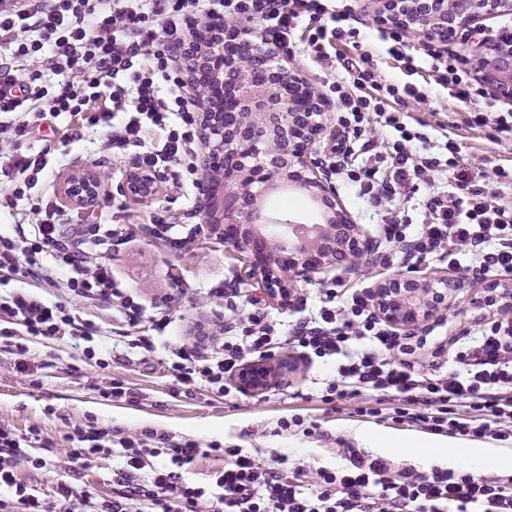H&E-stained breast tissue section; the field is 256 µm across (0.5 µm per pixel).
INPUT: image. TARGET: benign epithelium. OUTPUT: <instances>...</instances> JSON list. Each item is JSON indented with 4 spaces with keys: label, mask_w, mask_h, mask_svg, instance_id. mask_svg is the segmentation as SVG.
Segmentation results:
<instances>
[{
    "label": "benign epithelium",
    "mask_w": 512,
    "mask_h": 512,
    "mask_svg": "<svg viewBox=\"0 0 512 512\" xmlns=\"http://www.w3.org/2000/svg\"><path fill=\"white\" fill-rule=\"evenodd\" d=\"M409 23L434 32L441 23L466 31L476 20L511 10L512 0H395ZM477 76L489 89L512 101V42L506 41L475 52ZM276 82L258 81L246 62L227 58L224 45L210 48V61L196 55L187 70L188 88L205 82L222 89L224 76L235 78L230 105L240 108L227 121L222 112L209 111L203 102L200 113L204 147L200 159L199 189L191 217L196 223L189 234L214 233L226 248L248 258V273L258 278L276 298L288 294L297 280H309L325 272L341 253L348 269L357 272L373 249L358 225L352 223L336 200L330 172L317 155L324 131L317 120L321 104L311 95L308 83L293 70L275 66ZM282 185L304 188L321 206V223L306 225L296 233L294 224H273L258 200ZM102 189L96 171L80 170L65 179L60 195L64 202L89 206ZM120 191L135 201L148 200L159 192L158 177L138 169L129 171ZM411 279L402 273L371 285L378 312L391 326L410 329L429 317L451 309L448 298L459 280L427 275L415 289L402 284ZM443 291L447 301L432 307V296ZM288 370V362L273 365L264 360L246 362L238 373V385L258 394Z\"/></svg>",
    "instance_id": "benign-epithelium-1"
}]
</instances>
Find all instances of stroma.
I'll return each instance as SVG.
<instances>
[{"instance_id":"35a3bbf8","label":"stroma","mask_w":512,"mask_h":512,"mask_svg":"<svg viewBox=\"0 0 512 512\" xmlns=\"http://www.w3.org/2000/svg\"><path fill=\"white\" fill-rule=\"evenodd\" d=\"M284 64L297 69L317 91L330 78L343 75L337 61L315 59L303 41L299 42L297 53L285 59ZM425 93V100L410 102L408 111L426 122V133L432 143H441L448 135L456 138L460 165L467 169H489L498 163L512 165V139L498 138L489 127L457 126L464 105L434 84L428 85ZM132 163V156L112 155L103 132L85 129L80 141L61 155L50 176L51 189L56 192L62 181L77 170L91 168L100 173L103 190L95 206L82 209L70 205L66 211L76 224L112 226V242L99 247L98 258L111 264L116 282L133 289L148 303L150 318L134 327L108 311L96 313L95 323L107 331V345L114 354L106 371L80 360L75 341L68 335L45 344H32L33 355L23 363L14 355L0 353V421L22 431L32 426L40 428L46 445L45 468L36 471L20 464L18 472L22 479L32 482L49 502L55 501L57 488L62 484L77 490L92 489L102 500L111 497V460H98L78 473L66 463L65 451L70 446L65 438L68 425L86 414L128 433L152 427L202 444H236L258 449L265 455L285 454L328 467L340 464L338 450L342 444L385 457L388 449H376L373 437H416V430L390 421H355L350 416L352 403L322 402L317 382L333 373V363L310 360L288 348L280 349L279 354L288 359L290 372L263 393L238 392L223 402L202 394L172 398L175 384L167 371L169 347L175 343L194 346L193 328L199 321L217 314L232 321L235 305L250 296L262 299L273 320L286 322L292 318V306L313 300L321 289L332 287L335 280L366 287L375 281L377 270L363 267L353 274L347 271L345 262H336L327 273L298 282L292 306H284L280 300L267 297L262 284L246 276V259L240 253L225 248L213 237L188 238L186 215L193 209L194 200L189 186H176L175 169L160 171L161 191L154 199L137 202L118 193L116 185ZM158 215L167 224V232L160 238L151 236L147 230ZM476 285V279H466L448 316L422 324V331L428 334V346L448 342L485 323V316L479 315L469 303ZM161 319L168 322L162 330L156 326ZM130 336L152 339L153 352L145 354L141 349L128 348L126 339ZM107 374L142 389L149 396L148 405L134 407L100 398L95 384ZM294 407L308 409L316 424L311 435L299 431L276 433L278 418Z\"/></svg>"}]
</instances>
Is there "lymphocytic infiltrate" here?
Wrapping results in <instances>:
<instances>
[{
	"label": "lymphocytic infiltrate",
	"mask_w": 512,
	"mask_h": 512,
	"mask_svg": "<svg viewBox=\"0 0 512 512\" xmlns=\"http://www.w3.org/2000/svg\"><path fill=\"white\" fill-rule=\"evenodd\" d=\"M347 6L325 0H0V143L11 152L0 175L8 179V208H21L13 231H0V279L19 275L50 280L51 268L66 271L70 298L116 312L129 322L146 308L134 292L119 287L109 264L91 259L90 246L111 242L108 224L75 228L79 247L64 243L67 213L39 194L57 152L18 153L20 143L47 118L68 115L72 125L107 131L113 154L134 152L149 171L181 168L198 180L202 130L196 96L187 94L176 49L189 46L199 27L212 35L228 27L258 31L265 50L291 56L298 28L324 59L345 45L344 77L325 87L337 104L331 167L374 211L383 215L378 234L389 243L376 260L388 269L401 260L417 280L433 262L491 277H512V203L486 193L471 172H455V139L436 153L419 123L402 107L422 99L421 86L396 85L380 74V58L363 45ZM380 38L403 71L426 68L435 83L467 107V124L493 125L512 137V113L484 108L487 92L460 58L429 49L425 60L403 53L407 24L391 14L378 20ZM54 77L46 79L41 67ZM391 134L366 138L370 117ZM454 172L438 186L437 173ZM424 212L413 223L406 202ZM91 320L66 303L30 289L0 295V340L9 353L29 355V339L68 333L84 341L86 363L108 370L112 358L100 348ZM210 356L176 347L169 372L173 396L204 392L219 401L231 396L227 377L247 357H272L291 346L307 358L331 359L336 374L322 388L323 402L354 401L359 421H392L420 432L470 441H512V316L467 332L453 343L451 361L442 350L423 361V340L400 332L378 314L370 289L337 283L322 291L315 313L278 334L257 300L242 304L233 325L215 338ZM67 461L88 467L118 457L112 496L97 500L88 490L62 484L55 504L46 503L18 474L20 463L43 467L39 428L18 431L0 423V512H512V475L486 476L433 468L420 471L392 459L345 446L341 467L289 464L236 445L201 448L194 440L146 428L132 435L102 425L93 415L72 424ZM223 459L210 484L187 475L200 456Z\"/></svg>",
	"instance_id": "lymphocytic-infiltrate-1"
}]
</instances>
